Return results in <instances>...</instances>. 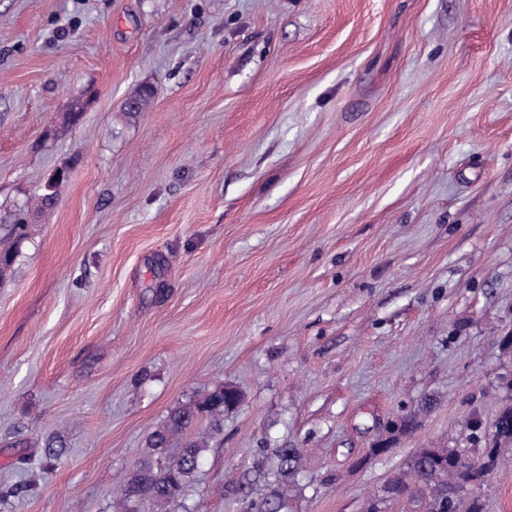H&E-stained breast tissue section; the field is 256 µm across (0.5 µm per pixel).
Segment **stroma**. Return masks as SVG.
I'll return each mask as SVG.
<instances>
[{
	"mask_svg": "<svg viewBox=\"0 0 512 512\" xmlns=\"http://www.w3.org/2000/svg\"><path fill=\"white\" fill-rule=\"evenodd\" d=\"M61 167L0 285V488L35 483L0 512H113L149 435L218 384L242 400L192 512L269 497L275 448L300 453L288 512H364L417 449L472 457L467 421L492 430L512 0H0V235ZM479 495L512 512L511 449ZM433 405V400L427 399L421 404V409L402 415L388 428L390 436L386 439V448H392L397 436L412 434L419 427V412L427 411Z\"/></svg>",
	"mask_w": 512,
	"mask_h": 512,
	"instance_id": "stroma-1",
	"label": "stroma"
}]
</instances>
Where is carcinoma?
I'll use <instances>...</instances> for the list:
<instances>
[{
    "mask_svg": "<svg viewBox=\"0 0 512 512\" xmlns=\"http://www.w3.org/2000/svg\"><path fill=\"white\" fill-rule=\"evenodd\" d=\"M28 210L19 211L12 224L15 240L7 249L0 248V284L12 272L18 248L24 240ZM240 393L230 387L215 386L203 397L175 407L148 438L149 456H167V465L154 469L146 460L124 482L120 499L114 512H128V505L140 497L144 484L150 483L148 499L159 508L172 504L190 512L183 497L194 481L199 468L205 443L186 437L188 431L204 419L213 432L222 430L224 412L238 406ZM419 427V412L402 415L388 428L387 447H393L397 437L413 433ZM491 443L478 449L476 460L462 462L459 451L448 448H421L411 457L407 470L393 479L398 490L413 486L420 488L421 498L413 501L420 512H483V504L473 494V488L481 484L486 475L499 461L501 451L512 445V394L507 397L494 423ZM277 459L274 472L275 489L271 498L252 504V512H287L288 483L298 466L299 452L295 448H274Z\"/></svg>",
    "mask_w": 512,
    "mask_h": 512,
    "instance_id": "obj_1",
    "label": "carcinoma"
}]
</instances>
